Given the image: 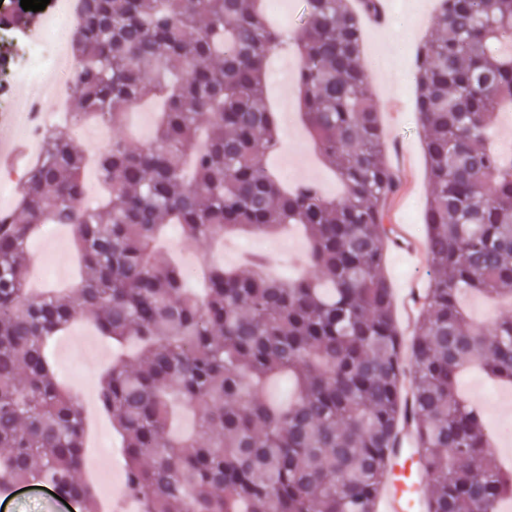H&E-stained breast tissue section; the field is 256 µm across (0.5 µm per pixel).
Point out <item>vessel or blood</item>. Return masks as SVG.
Listing matches in <instances>:
<instances>
[{"mask_svg": "<svg viewBox=\"0 0 512 512\" xmlns=\"http://www.w3.org/2000/svg\"><path fill=\"white\" fill-rule=\"evenodd\" d=\"M421 450L417 447L411 427L398 435V449L392 468L381 491L376 512H429L426 478L420 465Z\"/></svg>", "mask_w": 512, "mask_h": 512, "instance_id": "b4317fda", "label": "vessel or blood"}]
</instances>
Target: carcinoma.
<instances>
[{"mask_svg": "<svg viewBox=\"0 0 512 512\" xmlns=\"http://www.w3.org/2000/svg\"><path fill=\"white\" fill-rule=\"evenodd\" d=\"M262 0H78L81 70L70 118L118 128L147 100L163 110L149 142L112 138L98 159L108 196L88 198L84 151L66 125L0 214V492L48 483L83 512L76 479L84 422L46 344L77 319L137 364H112L98 389L123 440L126 492L145 512H374L410 385L430 512H496L512 494L481 411L458 391L480 367L512 384V316L477 324L468 293L512 305V152L488 133L512 107V0H440L416 51L415 122L432 190L423 209L428 286L409 341L383 274L384 224L400 179L380 124L350 0H298L294 27L303 116L339 198L281 189L266 169L281 138L266 67L291 37ZM71 232L83 276L64 293H30L28 243L44 223ZM208 247L250 228L299 224L310 270L241 276L199 256L205 292L156 246L168 225ZM286 375V403L268 393ZM196 431H170L174 408Z\"/></svg>", "mask_w": 512, "mask_h": 512, "instance_id": "carcinoma-1", "label": "carcinoma"}]
</instances>
